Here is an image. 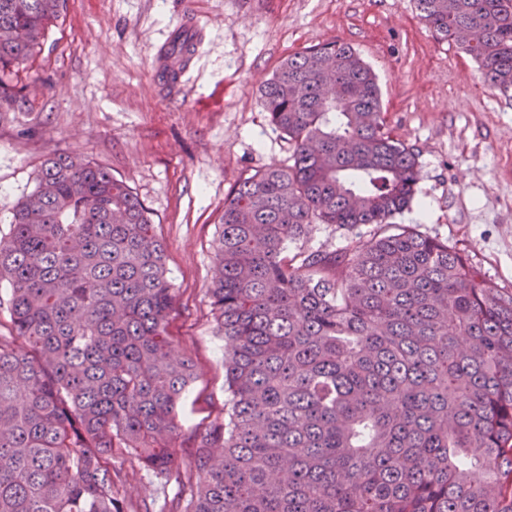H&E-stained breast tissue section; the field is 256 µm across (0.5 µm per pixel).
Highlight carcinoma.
<instances>
[{"mask_svg":"<svg viewBox=\"0 0 512 512\" xmlns=\"http://www.w3.org/2000/svg\"><path fill=\"white\" fill-rule=\"evenodd\" d=\"M67 0H0V115ZM512 90V0H414ZM290 164L224 198L211 305L229 421L194 436L179 512H512V292L392 219L418 156L385 131L376 75L344 42L288 56L259 90ZM372 226L308 246L313 227ZM0 512H136L115 455L166 475L196 379L167 333L175 288L149 209L112 171L53 155L0 233Z\"/></svg>","mask_w":512,"mask_h":512,"instance_id":"1","label":"carcinoma"}]
</instances>
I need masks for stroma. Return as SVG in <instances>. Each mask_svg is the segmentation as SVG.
Returning a JSON list of instances; mask_svg holds the SVG:
<instances>
[{
    "mask_svg": "<svg viewBox=\"0 0 512 512\" xmlns=\"http://www.w3.org/2000/svg\"><path fill=\"white\" fill-rule=\"evenodd\" d=\"M198 50L164 83L160 58L183 23ZM338 40L378 77L387 130L418 155L417 196L400 224L447 239L512 291V96L437 39L413 0H67L43 51L20 67L35 87L0 115V232L54 151L92 158L149 208L177 310L168 332L196 368L178 409V467L166 477L115 459L132 505L164 504L194 471L188 435L227 416L224 340L211 307L224 198L241 178L288 161L259 88L288 55Z\"/></svg>",
    "mask_w": 512,
    "mask_h": 512,
    "instance_id": "35a3bbf8",
    "label": "stroma"
}]
</instances>
